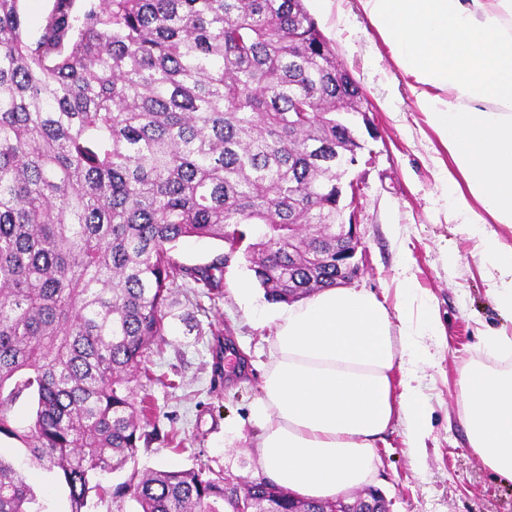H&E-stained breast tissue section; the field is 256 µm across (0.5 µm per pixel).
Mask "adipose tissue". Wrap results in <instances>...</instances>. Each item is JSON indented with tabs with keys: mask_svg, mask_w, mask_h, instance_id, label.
Segmentation results:
<instances>
[{
	"mask_svg": "<svg viewBox=\"0 0 512 512\" xmlns=\"http://www.w3.org/2000/svg\"><path fill=\"white\" fill-rule=\"evenodd\" d=\"M409 79L416 105L448 153L436 188L474 234L488 292L512 315V0H360ZM400 305L376 294L326 288L292 303L270 338L262 394L250 418L258 462L297 496L333 501L369 485L376 443L401 423L412 451L432 407L418 380L433 366L436 310L414 281ZM490 363L460 376V412L471 453L512 480V334L487 328Z\"/></svg>",
	"mask_w": 512,
	"mask_h": 512,
	"instance_id": "obj_1",
	"label": "adipose tissue"
}]
</instances>
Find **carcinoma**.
Masks as SVG:
<instances>
[{"mask_svg": "<svg viewBox=\"0 0 512 512\" xmlns=\"http://www.w3.org/2000/svg\"><path fill=\"white\" fill-rule=\"evenodd\" d=\"M0 0V438L87 512L124 468L171 285L220 288L245 254L266 299L333 286L336 182L360 95L304 0H53L37 38ZM228 245L204 266L185 238ZM31 422L11 414L22 394ZM141 512H333L270 481L132 473ZM0 512H44L0 456Z\"/></svg>", "mask_w": 512, "mask_h": 512, "instance_id": "cac0c4a2", "label": "carcinoma"}]
</instances>
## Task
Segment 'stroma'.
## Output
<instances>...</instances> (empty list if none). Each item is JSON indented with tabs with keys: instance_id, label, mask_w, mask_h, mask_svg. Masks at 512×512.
Segmentation results:
<instances>
[{
	"instance_id": "stroma-1",
	"label": "stroma",
	"mask_w": 512,
	"mask_h": 512,
	"mask_svg": "<svg viewBox=\"0 0 512 512\" xmlns=\"http://www.w3.org/2000/svg\"><path fill=\"white\" fill-rule=\"evenodd\" d=\"M309 12L358 85L366 120H354L366 144L350 175L359 182L357 233L364 255L355 288L396 306L401 275L415 279L440 318L444 347L422 382L432 404V426L422 458L394 424L377 443L374 489L389 512H512V481L484 468L469 450L460 418L459 377L484 360L480 333L507 327L486 292L476 239L459 225L435 189L448 155L420 112L408 80L359 0H306ZM249 295H241V287ZM268 302L243 252L231 255L217 290L177 280L167 330L132 383L152 404L145 439L124 469L101 476L102 494L90 512H139L132 496L113 489L132 472L202 469L212 477L259 480V428L250 408L261 394L274 321L283 311ZM0 455L19 460L28 484L50 512H69L65 489L12 442Z\"/></svg>"
}]
</instances>
